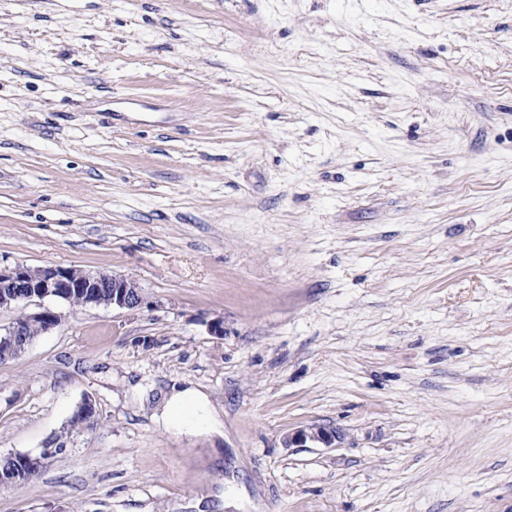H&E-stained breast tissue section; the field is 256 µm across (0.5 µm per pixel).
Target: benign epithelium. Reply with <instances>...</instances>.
I'll return each instance as SVG.
<instances>
[{"mask_svg": "<svg viewBox=\"0 0 512 512\" xmlns=\"http://www.w3.org/2000/svg\"><path fill=\"white\" fill-rule=\"evenodd\" d=\"M110 289L107 298L100 297V289ZM47 299L67 303L80 300L84 305L112 306L128 311L153 307L143 288L133 278L104 272L89 273L79 268L24 264L0 266V310L20 303H35L40 309L17 317L0 331V357H7L12 348L31 335L32 331L44 334L59 325L61 315L43 306ZM96 405L90 397L83 398L74 408L75 419L90 429L96 421ZM336 440V432L321 426L300 428L286 438L288 447L301 448L308 443H321L329 447ZM56 450L46 447L36 454H13L0 460V486L18 485L20 463H29L37 469L44 468L46 460Z\"/></svg>", "mask_w": 512, "mask_h": 512, "instance_id": "1", "label": "benign epithelium"}]
</instances>
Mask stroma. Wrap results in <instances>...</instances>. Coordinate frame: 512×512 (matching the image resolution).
<instances>
[{
    "mask_svg": "<svg viewBox=\"0 0 512 512\" xmlns=\"http://www.w3.org/2000/svg\"><path fill=\"white\" fill-rule=\"evenodd\" d=\"M18 263L156 307L0 362V512H512V0H0ZM163 420L173 426L194 429L201 425L214 426L204 397L195 389H175L161 414ZM336 440V431L321 426H307L288 434L285 442L288 447H306L307 443H321L331 446ZM56 453L55 448L52 449L50 447L43 448L39 453L31 454H13L9 457H6L4 460L7 462V466H3V461H1L0 457V486H16L18 484V480H21L24 483L31 482L35 479H37L41 472L35 471V472H26L24 475H19L20 473V465L18 463L19 458H21V463L28 462L31 464L34 468L37 469H43L46 460ZM3 466V468H2ZM20 476V477H19ZM19 477V479H18Z\"/></svg>",
    "mask_w": 512,
    "mask_h": 512,
    "instance_id": "35a3bbf8",
    "label": "stroma"
}]
</instances>
